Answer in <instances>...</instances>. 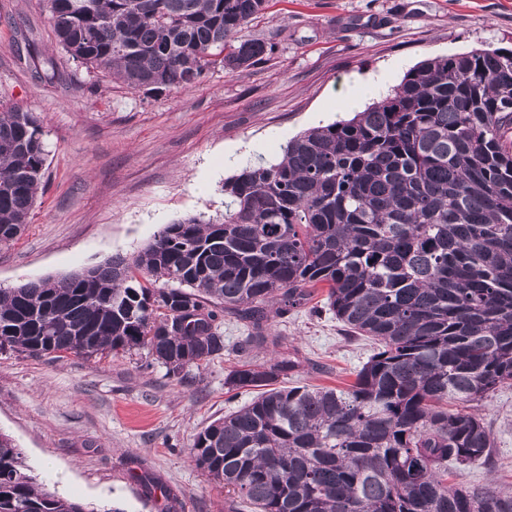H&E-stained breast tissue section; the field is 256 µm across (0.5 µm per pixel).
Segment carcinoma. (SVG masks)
I'll list each match as a JSON object with an SVG mask.
<instances>
[{
	"label": "carcinoma",
	"instance_id": "1",
	"mask_svg": "<svg viewBox=\"0 0 512 512\" xmlns=\"http://www.w3.org/2000/svg\"><path fill=\"white\" fill-rule=\"evenodd\" d=\"M72 60L133 90L189 87L273 54L242 29L267 0H46ZM47 151L37 116L0 111V245L28 223ZM220 218L166 225L130 257L0 288V351L86 359L144 347L168 374L277 345L270 319L325 303L377 352L344 387L282 386L292 358L243 356L255 393L194 437L197 467L254 512H512V493L448 484L492 457L476 410L512 383V49L440 55L348 119L224 181ZM0 512H89L0 432Z\"/></svg>",
	"mask_w": 512,
	"mask_h": 512
}]
</instances>
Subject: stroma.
Here are the masks:
<instances>
[{
  "instance_id": "1",
  "label": "stroma",
  "mask_w": 512,
  "mask_h": 512,
  "mask_svg": "<svg viewBox=\"0 0 512 512\" xmlns=\"http://www.w3.org/2000/svg\"><path fill=\"white\" fill-rule=\"evenodd\" d=\"M242 34L274 53L188 88L132 90L68 59L44 0H0V107L37 115L49 151L24 231L0 246V288L129 257L176 219L222 215L226 179L351 118L340 99L356 79L383 75L387 94L423 60L512 49V0H269ZM270 324L278 346L250 356L296 357L290 386L344 385L374 350L325 308ZM221 330L224 351L180 379L142 347L90 359L2 352L0 431L51 491L92 512H251L190 455L198 432L252 398L224 385L247 331L229 312ZM478 412L492 459L451 481L512 491V384Z\"/></svg>"
}]
</instances>
